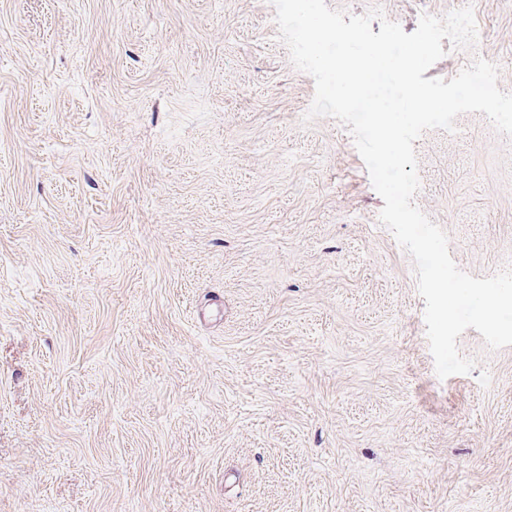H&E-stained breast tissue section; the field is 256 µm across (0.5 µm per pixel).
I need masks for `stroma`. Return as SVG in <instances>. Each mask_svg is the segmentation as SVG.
<instances>
[{"label":"stroma","instance_id":"35a3bbf8","mask_svg":"<svg viewBox=\"0 0 512 512\" xmlns=\"http://www.w3.org/2000/svg\"><path fill=\"white\" fill-rule=\"evenodd\" d=\"M405 31L512 0H325ZM271 0H0V512H512V346L439 379L414 263ZM477 278L512 252V138L415 141Z\"/></svg>","mask_w":512,"mask_h":512}]
</instances>
